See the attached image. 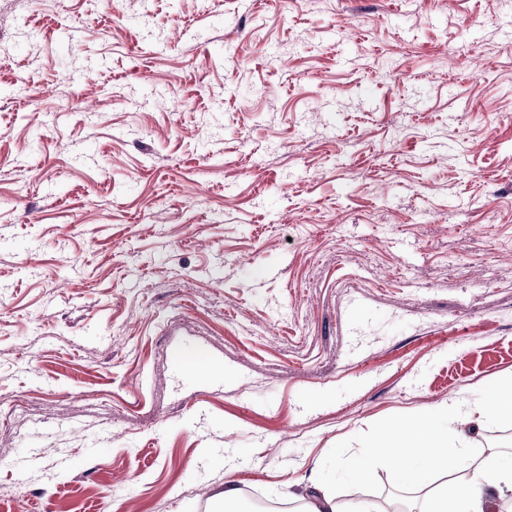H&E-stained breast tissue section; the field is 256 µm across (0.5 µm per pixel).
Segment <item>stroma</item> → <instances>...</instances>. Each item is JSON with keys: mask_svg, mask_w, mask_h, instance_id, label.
<instances>
[{"mask_svg": "<svg viewBox=\"0 0 512 512\" xmlns=\"http://www.w3.org/2000/svg\"><path fill=\"white\" fill-rule=\"evenodd\" d=\"M511 21L0 0V512L343 498L383 429L512 380ZM464 432L512 464V420Z\"/></svg>", "mask_w": 512, "mask_h": 512, "instance_id": "1", "label": "stroma"}]
</instances>
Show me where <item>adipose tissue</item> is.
I'll return each instance as SVG.
<instances>
[{
  "instance_id": "obj_1",
  "label": "adipose tissue",
  "mask_w": 512,
  "mask_h": 512,
  "mask_svg": "<svg viewBox=\"0 0 512 512\" xmlns=\"http://www.w3.org/2000/svg\"><path fill=\"white\" fill-rule=\"evenodd\" d=\"M496 412L512 417V381L486 390L481 402H459L448 406L447 417L460 421L474 415ZM460 439L454 432H442L427 422L391 428L381 445L358 457L353 470L363 475L373 465L382 463L400 470L404 481L413 482L428 471L447 466L449 458L459 454ZM512 496V468L480 465L469 468L465 476L441 485L428 512H497L499 500Z\"/></svg>"
}]
</instances>
